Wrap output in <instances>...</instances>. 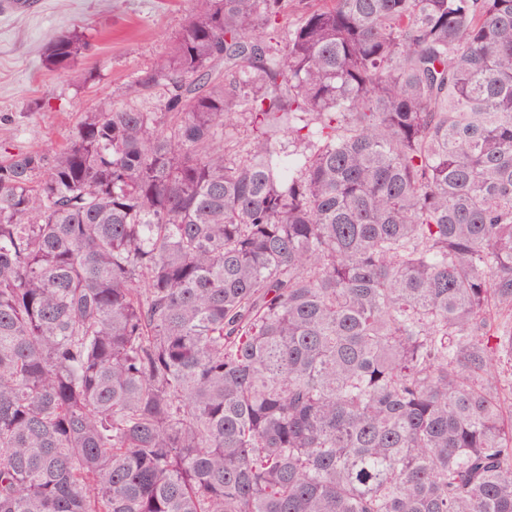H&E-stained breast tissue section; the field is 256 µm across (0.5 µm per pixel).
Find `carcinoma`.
<instances>
[{
  "label": "carcinoma",
  "instance_id": "carcinoma-1",
  "mask_svg": "<svg viewBox=\"0 0 512 512\" xmlns=\"http://www.w3.org/2000/svg\"><path fill=\"white\" fill-rule=\"evenodd\" d=\"M192 2L0 160V512H512V0Z\"/></svg>",
  "mask_w": 512,
  "mask_h": 512
}]
</instances>
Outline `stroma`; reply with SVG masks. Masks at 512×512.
<instances>
[{"label": "stroma", "instance_id": "stroma-1", "mask_svg": "<svg viewBox=\"0 0 512 512\" xmlns=\"http://www.w3.org/2000/svg\"><path fill=\"white\" fill-rule=\"evenodd\" d=\"M29 12L0 0V158L61 144L84 119L127 100L136 77L163 64L190 0H32ZM73 28L89 47L85 81L48 65L51 36Z\"/></svg>", "mask_w": 512, "mask_h": 512}]
</instances>
